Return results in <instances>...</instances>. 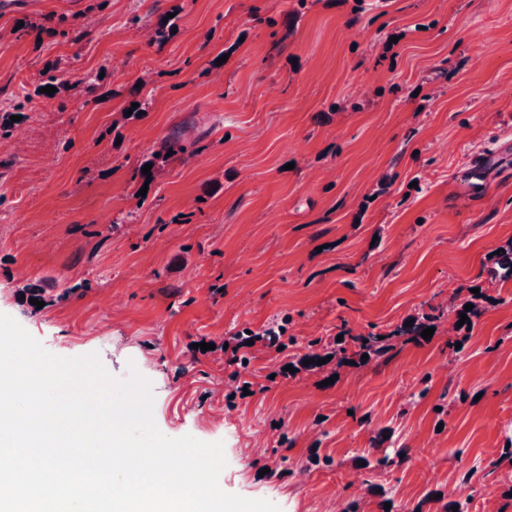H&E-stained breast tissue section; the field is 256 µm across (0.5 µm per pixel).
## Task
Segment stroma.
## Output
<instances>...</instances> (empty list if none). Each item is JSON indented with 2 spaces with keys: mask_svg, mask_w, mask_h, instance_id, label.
<instances>
[{
  "mask_svg": "<svg viewBox=\"0 0 512 512\" xmlns=\"http://www.w3.org/2000/svg\"><path fill=\"white\" fill-rule=\"evenodd\" d=\"M53 14L82 40L16 34ZM48 67L102 79L46 98ZM10 99L0 313L55 355L137 368L164 435L223 443L224 492L281 512H436L437 494L512 512V279L492 258L512 242V0H9ZM174 135L191 153L142 185ZM30 282L53 303H23ZM474 292L482 314L456 328ZM432 309V338L388 358L287 370L309 339ZM283 321L241 368L238 331Z\"/></svg>",
  "mask_w": 512,
  "mask_h": 512,
  "instance_id": "obj_1",
  "label": "stroma"
}]
</instances>
